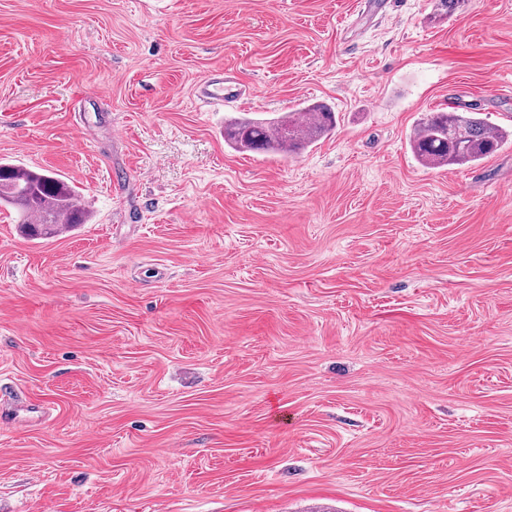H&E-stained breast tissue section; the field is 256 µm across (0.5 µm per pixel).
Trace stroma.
Instances as JSON below:
<instances>
[{"label": "stroma", "instance_id": "35a3bbf8", "mask_svg": "<svg viewBox=\"0 0 512 512\" xmlns=\"http://www.w3.org/2000/svg\"><path fill=\"white\" fill-rule=\"evenodd\" d=\"M386 3L0 0V158L92 209H0V512H512V139L409 145L512 129V0ZM306 102L301 154L225 144ZM242 97V89L225 76L223 68L215 69L198 91V98L207 106H223L224 102H233ZM481 112H429L411 137L414 156L430 168L472 165L497 151L509 134ZM14 162L0 159V206L16 209L27 236L53 238L89 221L77 187L57 173Z\"/></svg>", "mask_w": 512, "mask_h": 512}]
</instances>
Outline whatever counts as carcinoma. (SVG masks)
Instances as JSON below:
<instances>
[{"instance_id":"1","label":"carcinoma","mask_w":512,"mask_h":512,"mask_svg":"<svg viewBox=\"0 0 512 512\" xmlns=\"http://www.w3.org/2000/svg\"><path fill=\"white\" fill-rule=\"evenodd\" d=\"M335 114L323 104H307L274 118L242 117L224 125V142L238 152L266 150L293 156L328 136ZM508 133L479 112H429L411 137L414 156L430 168L472 165L497 151ZM16 209L29 237L53 238L85 224L91 212L82 193L61 175L0 159V206Z\"/></svg>"}]
</instances>
